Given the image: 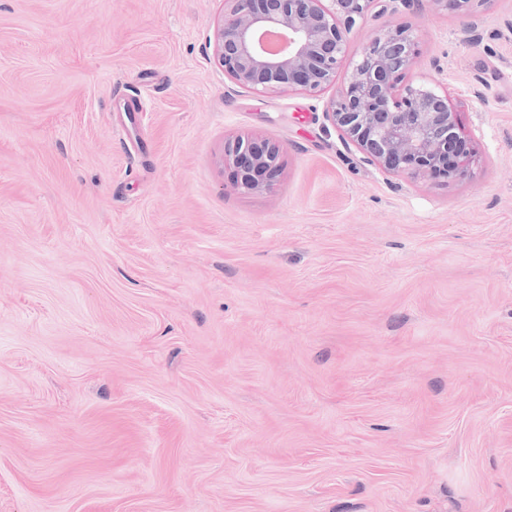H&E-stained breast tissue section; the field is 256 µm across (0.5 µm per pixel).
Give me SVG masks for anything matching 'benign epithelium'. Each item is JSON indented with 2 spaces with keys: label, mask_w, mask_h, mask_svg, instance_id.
<instances>
[{
  "label": "benign epithelium",
  "mask_w": 512,
  "mask_h": 512,
  "mask_svg": "<svg viewBox=\"0 0 512 512\" xmlns=\"http://www.w3.org/2000/svg\"><path fill=\"white\" fill-rule=\"evenodd\" d=\"M213 29V54L224 77L258 92L298 88L334 93L325 120L368 161L395 174L464 177L470 152L459 133L448 93L403 82L416 41L407 26L386 27L353 57L348 34L373 0H222ZM281 38L273 50L263 40ZM349 74L341 87L342 68ZM283 148L256 137L224 145V157L247 192L271 189L281 172Z\"/></svg>",
  "instance_id": "obj_1"
}]
</instances>
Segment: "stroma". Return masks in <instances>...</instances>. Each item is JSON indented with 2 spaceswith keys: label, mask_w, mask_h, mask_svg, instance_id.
<instances>
[{
  "label": "stroma",
  "mask_w": 512,
  "mask_h": 512,
  "mask_svg": "<svg viewBox=\"0 0 512 512\" xmlns=\"http://www.w3.org/2000/svg\"><path fill=\"white\" fill-rule=\"evenodd\" d=\"M222 9L0 0V512H512V0L349 35L412 24L452 179L231 83ZM283 148L272 141L256 137H238L224 145L223 161L232 166L247 192L271 189L281 172L280 158Z\"/></svg>",
  "instance_id": "stroma-1"
}]
</instances>
